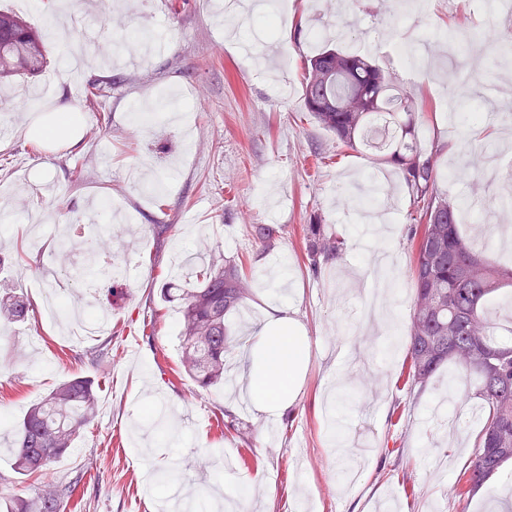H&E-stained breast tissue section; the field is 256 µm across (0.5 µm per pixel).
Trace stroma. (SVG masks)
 Instances as JSON below:
<instances>
[{"mask_svg": "<svg viewBox=\"0 0 512 512\" xmlns=\"http://www.w3.org/2000/svg\"><path fill=\"white\" fill-rule=\"evenodd\" d=\"M91 24L83 37L82 90L55 84L49 106L80 118L70 137L0 138V283L26 298L25 322L0 330V416L19 422L61 382H94L98 411L72 453L42 477L16 473L0 451V499L35 496L44 484L78 480L63 512H160L163 475L197 491L195 512L212 501L237 512H498L512 501V463L461 494L481 429L427 424L456 391L480 407L472 382L445 365L425 386L408 379L416 207L399 174L375 151L338 144L304 106V61L323 48L367 56L415 90L424 103L419 145L435 152L439 194L481 209L459 213L463 236L503 265L512 247L493 228L512 227L497 184L478 175L488 154L512 174V56L489 43L512 38V18L489 14L481 0H288L283 25L249 27L210 0H77ZM341 28L340 38L313 41ZM168 49L142 59V39ZM40 74L0 91V127L32 87L60 68L56 39ZM101 86L89 97V83ZM483 120L465 121L473 109ZM388 174L396 200L386 229L368 238L358 213L359 185ZM324 224L343 243L338 257L311 270L302 255L304 225ZM111 224L109 257L121 265L95 291L70 284V306L109 311L106 333L73 342L63 318H47L46 268L95 266L97 242ZM167 225L157 233V225ZM269 224L263 248L249 228ZM241 258L253 283L226 317L235 347L226 372L240 368L250 325L288 294V314L305 345L297 397L269 421L249 406L226 409L223 386L199 390L180 352L179 301L161 290L178 278L181 255ZM347 380V396L335 394ZM233 418L235 430L223 426Z\"/></svg>", "mask_w": 512, "mask_h": 512, "instance_id": "obj_1", "label": "stroma"}]
</instances>
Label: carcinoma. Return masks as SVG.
Returning <instances> with one entry per match:
<instances>
[{"label":"carcinoma","instance_id":"carcinoma-1","mask_svg":"<svg viewBox=\"0 0 512 512\" xmlns=\"http://www.w3.org/2000/svg\"><path fill=\"white\" fill-rule=\"evenodd\" d=\"M46 43L19 15L0 11V83L35 75L46 63ZM304 104L315 121L354 148L369 136L385 146L378 164L398 169L418 204L408 240L413 257V312L408 324L412 380L427 383L448 362L475 377L483 427L469 467L479 486L512 460V327L500 334L488 309L512 287V268L475 252L459 232L457 208L434 193L433 157L416 142L415 93L398 86L370 60L333 49L305 60ZM312 270L335 257L342 242L322 224L305 227ZM195 288L162 289L181 302L182 364L201 390L224 383V355L233 345L225 324L250 295V280L232 260H212L196 272ZM30 303L0 289V324L28 318ZM97 413L94 383L74 378L33 404L14 426L12 451L19 474H39L74 448ZM76 483L49 484L39 496L0 502V512H61Z\"/></svg>","mask_w":512,"mask_h":512}]
</instances>
